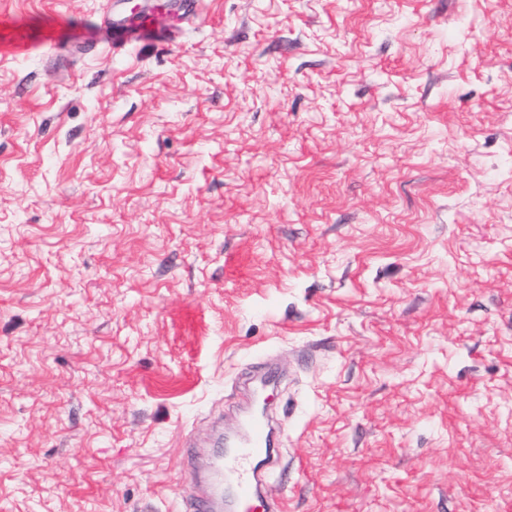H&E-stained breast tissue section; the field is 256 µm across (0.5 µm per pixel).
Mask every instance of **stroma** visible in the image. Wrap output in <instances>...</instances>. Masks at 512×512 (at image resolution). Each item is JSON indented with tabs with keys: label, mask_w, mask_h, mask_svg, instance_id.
Returning a JSON list of instances; mask_svg holds the SVG:
<instances>
[{
	"label": "stroma",
	"mask_w": 512,
	"mask_h": 512,
	"mask_svg": "<svg viewBox=\"0 0 512 512\" xmlns=\"http://www.w3.org/2000/svg\"><path fill=\"white\" fill-rule=\"evenodd\" d=\"M0 0V512H181L264 366L284 512H512V0ZM148 13L132 0H112L104 20L115 30L112 51L143 42H176L194 19L195 7L190 0H166ZM161 11V13H159Z\"/></svg>",
	"instance_id": "obj_1"
}]
</instances>
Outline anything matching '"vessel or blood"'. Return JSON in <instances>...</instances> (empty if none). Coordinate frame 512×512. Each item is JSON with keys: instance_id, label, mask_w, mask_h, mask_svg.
<instances>
[{"instance_id": "b4317fda", "label": "vessel or blood", "mask_w": 512, "mask_h": 512, "mask_svg": "<svg viewBox=\"0 0 512 512\" xmlns=\"http://www.w3.org/2000/svg\"><path fill=\"white\" fill-rule=\"evenodd\" d=\"M195 16L192 0H162L157 8L143 11L136 0H111L105 21L115 31L113 49L143 42L180 40ZM275 429L263 414L252 415L244 431L225 449L218 476L225 493H212L192 501L194 512H253L257 474L266 472L276 458Z\"/></svg>"}]
</instances>
